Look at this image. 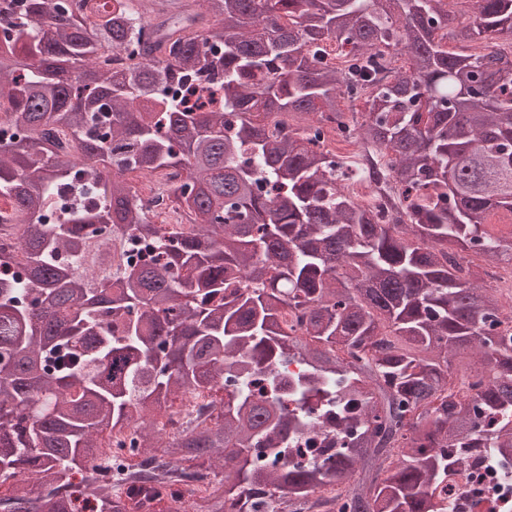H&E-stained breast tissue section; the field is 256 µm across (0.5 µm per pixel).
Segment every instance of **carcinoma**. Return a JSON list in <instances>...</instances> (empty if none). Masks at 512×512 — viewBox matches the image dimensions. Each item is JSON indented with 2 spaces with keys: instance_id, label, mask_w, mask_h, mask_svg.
I'll return each mask as SVG.
<instances>
[{
  "instance_id": "carcinoma-1",
  "label": "carcinoma",
  "mask_w": 512,
  "mask_h": 512,
  "mask_svg": "<svg viewBox=\"0 0 512 512\" xmlns=\"http://www.w3.org/2000/svg\"><path fill=\"white\" fill-rule=\"evenodd\" d=\"M134 2L0 0V508L447 512L428 489L463 458H512V293L461 264L512 266L485 229L512 214V58L448 36L512 37V0L468 21L448 0ZM355 95L351 134L388 160L348 173L324 144ZM289 113L318 118L284 135ZM129 171L169 185L174 223ZM187 394L210 420L162 438L152 414ZM133 186L137 198L142 202V204L149 207L150 214H171V208L166 194L160 192L154 184H151V187L147 190H144L141 187V184L138 183H135Z\"/></svg>"
}]
</instances>
